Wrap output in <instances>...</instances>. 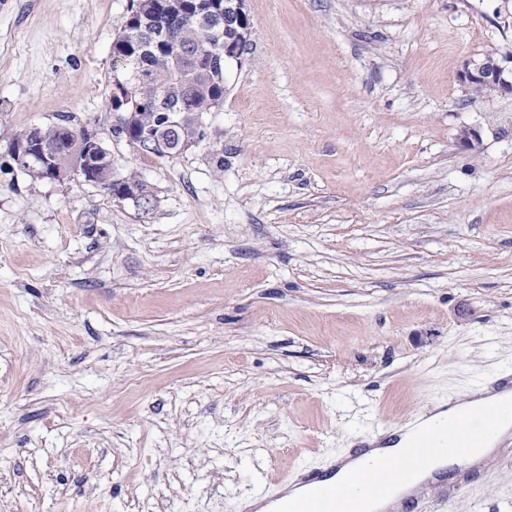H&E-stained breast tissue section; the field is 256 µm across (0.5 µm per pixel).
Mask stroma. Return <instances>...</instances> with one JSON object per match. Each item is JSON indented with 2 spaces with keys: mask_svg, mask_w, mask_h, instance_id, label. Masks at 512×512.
<instances>
[{
  "mask_svg": "<svg viewBox=\"0 0 512 512\" xmlns=\"http://www.w3.org/2000/svg\"><path fill=\"white\" fill-rule=\"evenodd\" d=\"M132 0H0V155L90 125L150 208L0 173V512H243L512 373L503 0H246L206 137L112 133ZM479 133L463 148L461 129ZM426 512H512V458ZM505 61L512 63V56ZM503 62L489 58L483 62L477 63L473 68H467L460 73V81L468 86L475 81H479L488 86V88L496 89L504 93H511L512 81L507 79L506 75L508 69L503 65Z\"/></svg>",
  "mask_w": 512,
  "mask_h": 512,
  "instance_id": "obj_1",
  "label": "stroma"
}]
</instances>
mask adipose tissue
<instances>
[{"instance_id":"1","label":"adipose tissue","mask_w":512,"mask_h":512,"mask_svg":"<svg viewBox=\"0 0 512 512\" xmlns=\"http://www.w3.org/2000/svg\"><path fill=\"white\" fill-rule=\"evenodd\" d=\"M485 409L490 410L491 416L478 447L463 448L453 455L439 454L429 458L409 480L393 485L388 495L379 499L369 497L365 484L357 481V474L399 458L421 426L444 427L449 422ZM511 437L512 390H496L479 384L469 389L465 399L448 406H438L434 412L393 430L385 444L338 456L335 460L337 471L334 476L336 492L355 501L357 512H401L406 500L417 495L428 485L436 483L442 472L452 470L456 466H484L494 459L499 445Z\"/></svg>"}]
</instances>
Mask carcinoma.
<instances>
[{
  "label": "carcinoma",
  "mask_w": 512,
  "mask_h": 512,
  "mask_svg": "<svg viewBox=\"0 0 512 512\" xmlns=\"http://www.w3.org/2000/svg\"><path fill=\"white\" fill-rule=\"evenodd\" d=\"M241 39V29L218 24L187 26L174 22L173 14H164L152 0L138 2V16L127 22L112 45V53L130 58L143 78L132 90L134 99L158 104L147 111L150 124L169 138L172 153L197 142L198 130L193 116L214 110L224 102V61L213 60V54L228 41ZM166 112L178 113L179 126L166 130ZM33 141L45 148L55 166L73 175L87 177L111 165L109 153L98 158V164L83 167L86 144L77 127L69 123L29 126L21 130L13 143Z\"/></svg>",
  "instance_id": "1"
}]
</instances>
